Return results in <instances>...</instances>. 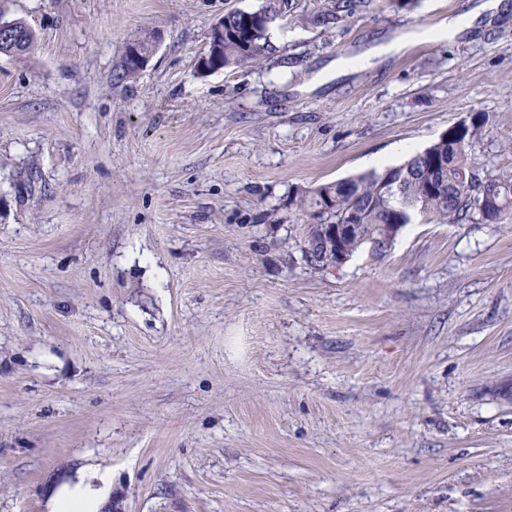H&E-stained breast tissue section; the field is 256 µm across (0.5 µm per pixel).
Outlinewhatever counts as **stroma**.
Returning a JSON list of instances; mask_svg holds the SVG:
<instances>
[{"mask_svg":"<svg viewBox=\"0 0 512 512\" xmlns=\"http://www.w3.org/2000/svg\"><path fill=\"white\" fill-rule=\"evenodd\" d=\"M277 0L262 64L198 74L265 0H0V512L79 470L124 512H512V211L318 269L297 201L467 113L512 172V0ZM154 34L136 79L128 45ZM501 7V0H491L487 1L471 11H468L464 14L448 18V22H442L439 25V29L435 32L439 37H455L457 34L463 32L464 30L470 28L473 23L480 17L481 13L484 11H492L499 10ZM10 22L14 25L13 30L16 32V36L11 41H4L1 33L2 36H6L10 29V23L3 19L0 20V55L21 56L32 47L34 34L22 20L14 19ZM422 35L419 34H408L404 40L390 42L377 46L369 55L360 58H354L349 61L341 62L338 64V68L346 67H367L372 65V60L381 56L391 55L397 53L401 48L411 40H418Z\"/></svg>","mask_w":512,"mask_h":512,"instance_id":"35a3bbf8","label":"stroma"}]
</instances>
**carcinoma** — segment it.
<instances>
[{
  "instance_id": "cac0c4a2",
  "label": "carcinoma",
  "mask_w": 512,
  "mask_h": 512,
  "mask_svg": "<svg viewBox=\"0 0 512 512\" xmlns=\"http://www.w3.org/2000/svg\"><path fill=\"white\" fill-rule=\"evenodd\" d=\"M361 0H337L336 20L354 16ZM273 5L257 11L232 10L224 14V50L210 58L220 69L258 62L265 52L266 24ZM16 36L0 39V55L21 56L33 45L34 34L21 20H12ZM489 115L464 126L457 139L443 135L404 164L323 184L298 200V207L329 224H354L355 231L341 239L340 249L355 254L365 244L373 252L388 250L376 239L393 224L416 220L436 224L496 222L512 210V173L482 178L471 159V149L482 138ZM314 267L336 263V251L324 246L303 249Z\"/></svg>"
}]
</instances>
